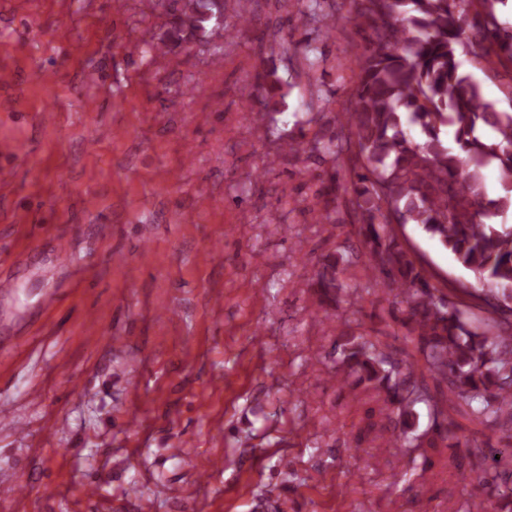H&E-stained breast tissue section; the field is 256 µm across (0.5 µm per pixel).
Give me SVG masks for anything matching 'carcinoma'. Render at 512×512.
Returning <instances> with one entry per match:
<instances>
[{"instance_id": "cac0c4a2", "label": "carcinoma", "mask_w": 512, "mask_h": 512, "mask_svg": "<svg viewBox=\"0 0 512 512\" xmlns=\"http://www.w3.org/2000/svg\"><path fill=\"white\" fill-rule=\"evenodd\" d=\"M173 34L204 37L224 28L227 0H178ZM297 13L331 17L335 0H296ZM504 0H351L350 21L367 34L353 51L358 69L343 120L325 154L351 176L360 248L329 255L307 281L320 301L337 295L339 265L364 258L388 293L405 305V339L419 359H395L378 341L343 335L336 372L343 386L379 391L398 416L390 442L411 453L435 438L464 447L484 464L478 480L494 488L481 512H512V479L500 478L491 439L478 440L463 417L512 438V111L483 97L461 69L471 56L493 71L512 63V27L500 23ZM498 174L488 194L485 170ZM415 224L453 256L471 279L450 299L393 232ZM445 383L448 408L418 431L419 408L405 397L425 378Z\"/></svg>"}]
</instances>
